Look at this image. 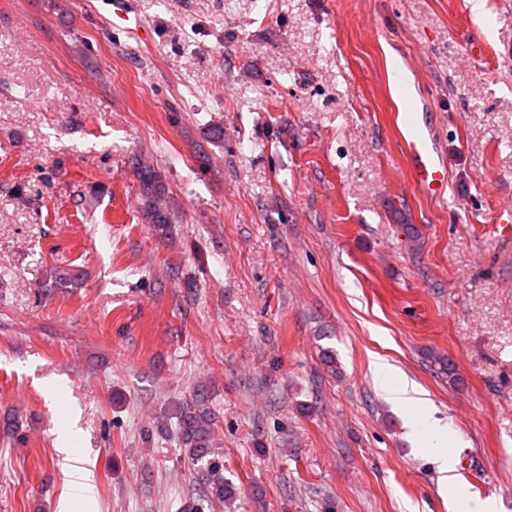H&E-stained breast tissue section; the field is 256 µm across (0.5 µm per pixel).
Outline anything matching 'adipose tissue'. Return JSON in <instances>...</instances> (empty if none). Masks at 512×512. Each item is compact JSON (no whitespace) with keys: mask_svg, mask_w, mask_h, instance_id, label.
I'll return each mask as SVG.
<instances>
[{"mask_svg":"<svg viewBox=\"0 0 512 512\" xmlns=\"http://www.w3.org/2000/svg\"><path fill=\"white\" fill-rule=\"evenodd\" d=\"M371 373L377 390L386 400L408 410H414L415 417L410 423L413 433H431L430 449L438 462L441 483H451L453 467L448 460L447 430L433 416V409L425 398L423 390L406 376L400 375L396 368L381 357H374Z\"/></svg>","mask_w":512,"mask_h":512,"instance_id":"1","label":"adipose tissue"}]
</instances>
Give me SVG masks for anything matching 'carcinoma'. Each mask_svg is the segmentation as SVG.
I'll return each instance as SVG.
<instances>
[{
  "label": "carcinoma",
  "mask_w": 512,
  "mask_h": 512,
  "mask_svg": "<svg viewBox=\"0 0 512 512\" xmlns=\"http://www.w3.org/2000/svg\"><path fill=\"white\" fill-rule=\"evenodd\" d=\"M393 222L401 227L410 242L419 238L415 225L408 223L405 214L393 210ZM176 438L179 447L186 449L191 459L202 462L207 467L212 490L217 496L224 495V476L219 464L218 452L215 451L213 438L214 417L210 408L199 399L178 407Z\"/></svg>",
  "instance_id": "carcinoma-1"
}]
</instances>
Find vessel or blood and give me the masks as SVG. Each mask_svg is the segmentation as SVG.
Here are the masks:
<instances>
[{
  "instance_id": "obj_1",
  "label": "vessel or blood",
  "mask_w": 512,
  "mask_h": 512,
  "mask_svg": "<svg viewBox=\"0 0 512 512\" xmlns=\"http://www.w3.org/2000/svg\"><path fill=\"white\" fill-rule=\"evenodd\" d=\"M401 132L412 187L425 196L442 198L448 187L446 168L418 112L410 111L403 116Z\"/></svg>"
}]
</instances>
